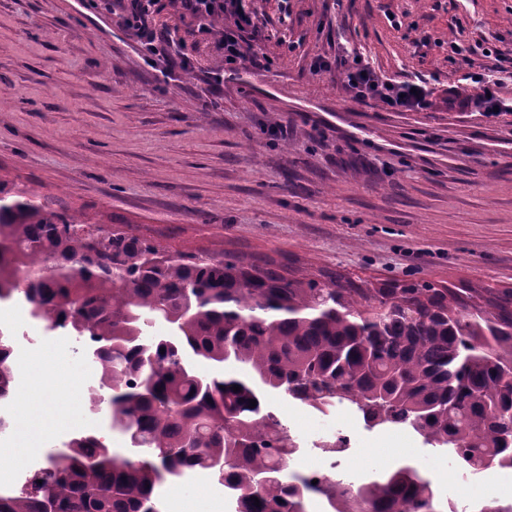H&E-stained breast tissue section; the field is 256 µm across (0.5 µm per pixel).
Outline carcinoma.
I'll return each instance as SVG.
<instances>
[{
  "label": "carcinoma",
  "instance_id": "1",
  "mask_svg": "<svg viewBox=\"0 0 512 512\" xmlns=\"http://www.w3.org/2000/svg\"><path fill=\"white\" fill-rule=\"evenodd\" d=\"M33 197L0 181V302L22 300L48 328L95 344L107 390L93 389L88 409L106 408L140 453L79 436L1 496L0 512H163L159 484L197 472L224 486L229 512H307L312 498L326 512H448L416 464L357 485L291 470L296 445L267 410L271 393L410 430L463 471L512 469L511 288L484 307L470 288L288 278L231 254L172 252ZM157 323L168 335L151 334ZM9 353L0 338V400L14 392ZM200 358L218 370L197 371ZM475 512H512V500Z\"/></svg>",
  "mask_w": 512,
  "mask_h": 512
}]
</instances>
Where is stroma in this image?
<instances>
[{"label":"stroma","instance_id":"stroma-1","mask_svg":"<svg viewBox=\"0 0 512 512\" xmlns=\"http://www.w3.org/2000/svg\"><path fill=\"white\" fill-rule=\"evenodd\" d=\"M157 27L186 43L192 73L165 82L102 0H0V177L98 224H126L174 250L270 261L289 277L339 273L366 287L430 283L512 288V112L489 118L444 103L461 77L492 65L491 40L512 57V0H256L269 32L265 71L246 65L220 86L218 35L160 0ZM288 37L278 41L280 15ZM377 71L429 78L435 109L386 111L345 90L336 36ZM470 47L448 57V43ZM73 337L23 355L21 421L44 423V455L66 451L62 429L88 412ZM267 407L291 429L353 427L352 411L321 415L280 394ZM414 462L442 496L499 498L512 471L471 475L414 434L379 427L343 463L358 482ZM197 486L183 495L184 485ZM165 512H224L208 477L170 481Z\"/></svg>","mask_w":512,"mask_h":512}]
</instances>
